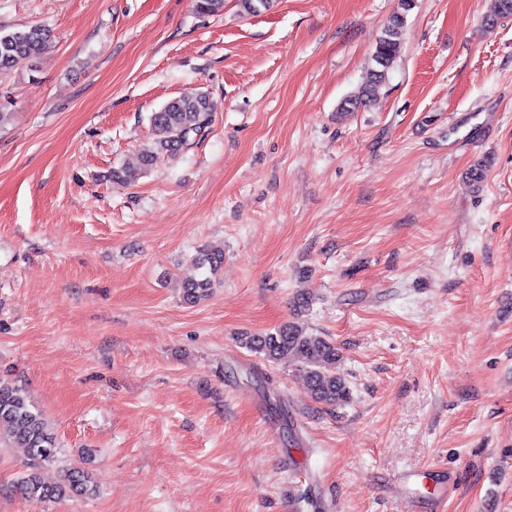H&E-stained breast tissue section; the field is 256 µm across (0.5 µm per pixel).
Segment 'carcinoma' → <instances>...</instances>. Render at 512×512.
<instances>
[{
	"label": "carcinoma",
	"instance_id": "carcinoma-1",
	"mask_svg": "<svg viewBox=\"0 0 512 512\" xmlns=\"http://www.w3.org/2000/svg\"><path fill=\"white\" fill-rule=\"evenodd\" d=\"M414 0H400V10L384 24L370 55L371 72L368 82L345 99L342 110L354 111L366 105L375 95L395 61L404 31L405 13ZM50 31L43 25L32 24L12 31L0 30V76L16 69L32 67L46 51ZM212 104L207 94L191 93L164 103L151 116L154 139L143 153L149 166L163 158L175 157L190 145L191 137L204 133L212 122ZM224 264V252L203 248L191 259L193 274L182 281V298L195 304L208 298L220 284L219 273ZM241 345L271 363L297 362L305 372L311 398L330 408L349 404L351 391L348 381L336 370L342 353L336 344L316 335L296 321L286 322L272 331L243 336ZM0 427L7 429L6 441L26 449L29 470L17 481L16 491L22 498L50 503L66 497H89L97 493L86 468L87 459L70 464L62 481L49 483L40 468L58 460L59 448L43 414L31 403L26 390L0 379Z\"/></svg>",
	"mask_w": 512,
	"mask_h": 512
}]
</instances>
